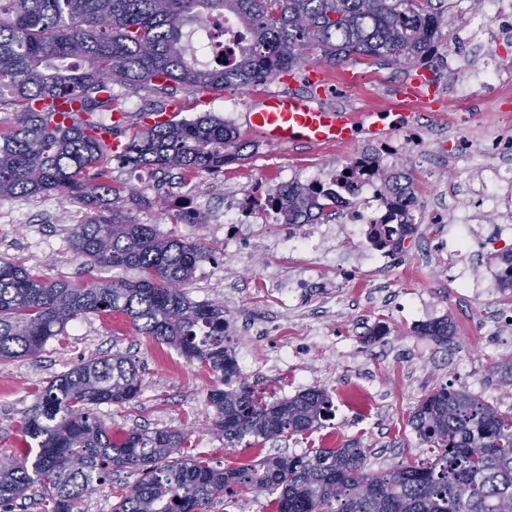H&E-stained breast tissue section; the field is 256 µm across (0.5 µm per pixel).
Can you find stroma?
<instances>
[{"instance_id":"35a3bbf8","label":"stroma","mask_w":512,"mask_h":512,"mask_svg":"<svg viewBox=\"0 0 512 512\" xmlns=\"http://www.w3.org/2000/svg\"><path fill=\"white\" fill-rule=\"evenodd\" d=\"M353 68L362 73V83L355 88L336 85L333 95L324 98L325 106L389 111L409 77L406 69L371 58L358 59ZM306 88L299 73L248 89L178 92L182 105L176 119L192 120L212 112L239 137V156L225 164L223 183L212 188V195L229 202L259 182L274 190L303 172H329L355 155L378 154L379 143L370 141L351 147H277L249 130L247 114L256 95ZM474 96L476 105L470 113L456 112L449 103L440 111L417 115L411 124V132L437 135L441 159L432 166L425 158L412 156L407 164L391 165L390 170L408 173L422 198L477 186L479 174L471 161L456 156L450 147L454 136L467 132L478 150L503 126L512 125V103L484 89ZM208 179L203 172L112 165L113 185L127 184L139 192L137 202L128 207L131 219L159 225L164 233L180 238H204L213 249V257L198 264L185 292L196 302L223 304L228 332L235 338L240 380L264 388L274 399L312 386L326 388L334 405L333 420L307 436L227 450L210 430L215 414L208 400L215 383L212 374L187 363L173 347L140 335L124 317L95 314L67 326L65 335L49 341L37 359L0 361V462L25 453L19 423L41 388L102 352L132 355L142 368V387L135 399L98 410L113 440L136 428L180 429L190 434L194 454L221 469L349 440L367 448L376 470L402 460H427L429 454L407 420L425 393L444 385L503 409L512 407V386L492 370L493 362L512 355V326L493 336L483 327L490 311L512 307V300L499 288H488L484 279L494 263L493 249L478 243L475 261L457 260L449 250L432 249L447 237V228L421 223L405 240L402 253L376 263L366 260L363 246L346 240L344 234L329 236L324 252H294L287 240L299 235L302 225L256 221L246 230L259 244V252L246 248L228 254L223 235L211 225L171 223L156 202L160 196L178 199L188 185L200 186ZM83 218L79 206L55 194L0 201V257L38 266L45 277L76 285L112 278V269L88 267L69 248L73 229ZM461 273L472 286L468 301L456 292L454 278ZM299 277L305 278V288L289 296ZM420 314L429 322L451 321L454 339L443 345L420 336L415 323ZM138 478L128 470L113 473L78 503V512H112L117 491Z\"/></svg>"}]
</instances>
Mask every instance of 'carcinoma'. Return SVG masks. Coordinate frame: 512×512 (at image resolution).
Here are the masks:
<instances>
[{
  "mask_svg": "<svg viewBox=\"0 0 512 512\" xmlns=\"http://www.w3.org/2000/svg\"><path fill=\"white\" fill-rule=\"evenodd\" d=\"M216 13L235 15L250 35V47L231 65L200 62L184 32ZM434 32L431 0H0V109L16 114L12 127L0 129V201L62 194L86 211L71 235L73 254L92 266L140 272L136 280L78 287L0 258V361L36 357L89 313L118 314L220 382L209 401L212 431L224 447L323 427L333 414L325 388L269 401L263 391L233 384L238 368L224 306L194 302L183 290L212 250L135 223L124 212L125 189L111 182L114 159L219 173L235 158V128L211 113L149 127L143 113L134 123L114 88L164 95L243 89L290 75L313 55L326 63L368 56L406 68L423 61ZM51 112L72 123L50 125ZM120 126L131 132L114 152L102 133ZM334 197L296 184L275 203L289 225L321 224L331 213L318 199ZM413 229L396 224L378 244L398 254ZM500 260V290L512 293V251ZM420 335L446 345L453 329L433 322ZM141 383L137 362L119 352L50 380L20 421L23 459L0 465V512L29 496L49 512H73L118 468L141 478L116 495L112 512H211L226 495L266 490L278 492L270 512H512V408L466 391L436 388L410 415L431 454L426 462L376 471L351 440L217 469L185 453L192 441L178 429L132 430L112 441L97 408L135 398Z\"/></svg>",
  "mask_w": 512,
  "mask_h": 512,
  "instance_id": "obj_1",
  "label": "carcinoma"
}]
</instances>
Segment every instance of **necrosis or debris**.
Masks as SVG:
<instances>
[{
	"label": "necrosis or debris",
	"instance_id": "necrosis-or-debris-1",
	"mask_svg": "<svg viewBox=\"0 0 512 512\" xmlns=\"http://www.w3.org/2000/svg\"><path fill=\"white\" fill-rule=\"evenodd\" d=\"M457 7L464 19L465 28L472 41L482 48L479 60L455 58L450 71L453 75V95L456 109L471 111L475 105V86L498 84L505 98H512V82L501 84L504 55L500 50L502 42L512 40V0H487V7L481 11L471 10L467 0H458ZM249 45L245 29L235 16L227 15L212 19L196 27L192 46L203 52L214 64L238 58ZM476 167L483 180L476 193V212L464 213L455 220H448L438 210L432 211L430 223L447 224L456 255H465L473 238L478 235L473 226L475 214H490L495 218V227L489 238L493 241L512 238V138L500 139L492 151L480 155ZM308 185H325L336 192V222L346 235L365 232L366 236L379 234L380 226L389 217L390 207L379 188L375 177L369 174L351 177L349 185H341L335 172H310L304 179ZM268 193L253 190L236 198L229 208L215 209L212 222L225 228L224 245L237 248L244 233L243 226L249 223L255 210H263L268 223L275 224L281 219L279 211L267 204Z\"/></svg>",
	"mask_w": 512,
	"mask_h": 512
}]
</instances>
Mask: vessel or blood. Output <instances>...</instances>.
Returning a JSON list of instances; mask_svg holds the SVG:
<instances>
[{"instance_id":"1","label":"vessel or blood","mask_w":512,"mask_h":512,"mask_svg":"<svg viewBox=\"0 0 512 512\" xmlns=\"http://www.w3.org/2000/svg\"><path fill=\"white\" fill-rule=\"evenodd\" d=\"M309 86L305 93H268L255 98L247 115L248 127L273 145L348 146L364 138H376L387 129L409 124L413 113H396L391 123H383L376 112H349L318 105L316 98L331 88L326 69L318 64L306 68ZM403 101L415 102L425 111L435 106L434 90L426 76L408 82Z\"/></svg>"}]
</instances>
